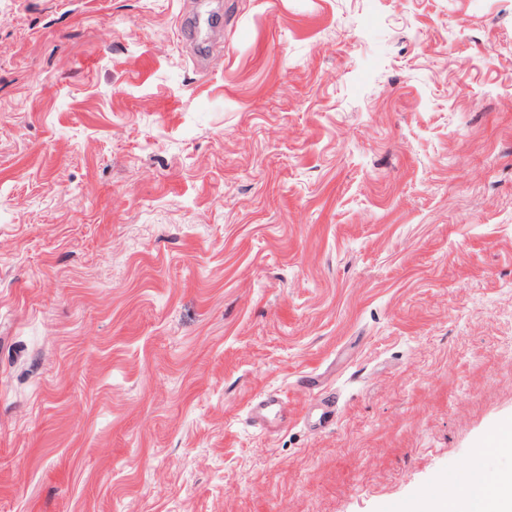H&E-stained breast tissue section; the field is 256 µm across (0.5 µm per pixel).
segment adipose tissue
Wrapping results in <instances>:
<instances>
[{"instance_id":"1","label":"adipose tissue","mask_w":512,"mask_h":512,"mask_svg":"<svg viewBox=\"0 0 512 512\" xmlns=\"http://www.w3.org/2000/svg\"><path fill=\"white\" fill-rule=\"evenodd\" d=\"M433 512H512V472L483 475L466 488L437 497Z\"/></svg>"}]
</instances>
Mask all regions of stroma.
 I'll list each match as a JSON object with an SVG mask.
<instances>
[{"mask_svg": "<svg viewBox=\"0 0 512 512\" xmlns=\"http://www.w3.org/2000/svg\"><path fill=\"white\" fill-rule=\"evenodd\" d=\"M196 2L0 0V512H426L512 424V0Z\"/></svg>", "mask_w": 512, "mask_h": 512, "instance_id": "35a3bbf8", "label": "stroma"}]
</instances>
